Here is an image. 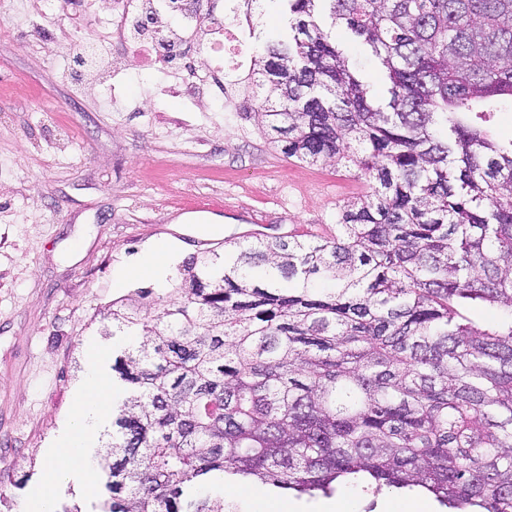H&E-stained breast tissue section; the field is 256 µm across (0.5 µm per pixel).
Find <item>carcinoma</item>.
Returning <instances> with one entry per match:
<instances>
[{"instance_id":"carcinoma-1","label":"carcinoma","mask_w":512,"mask_h":512,"mask_svg":"<svg viewBox=\"0 0 512 512\" xmlns=\"http://www.w3.org/2000/svg\"><path fill=\"white\" fill-rule=\"evenodd\" d=\"M288 37L251 87L288 158L335 160L371 194L336 230L185 258L169 299L101 312L140 333L100 455L97 512H224L217 478L299 494L384 488L512 512V0H282ZM369 47L380 105L323 16ZM496 309L482 326L466 311Z\"/></svg>"}]
</instances>
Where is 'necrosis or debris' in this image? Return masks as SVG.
Here are the masks:
<instances>
[{
    "label": "necrosis or debris",
    "instance_id": "4bbe7bcc",
    "mask_svg": "<svg viewBox=\"0 0 512 512\" xmlns=\"http://www.w3.org/2000/svg\"><path fill=\"white\" fill-rule=\"evenodd\" d=\"M85 11L81 0H37L29 34L41 49L63 52L84 44L79 29ZM109 35L113 45L142 56L148 67L172 75L186 107L200 98L238 88L248 66L246 48L251 15L239 0H112ZM202 42L213 57L208 69L175 66L177 49L187 42ZM122 69L121 56L101 55L77 65L68 79L78 87L111 86Z\"/></svg>",
    "mask_w": 512,
    "mask_h": 512
}]
</instances>
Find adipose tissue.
<instances>
[{"instance_id": "obj_1", "label": "adipose tissue", "mask_w": 512, "mask_h": 512, "mask_svg": "<svg viewBox=\"0 0 512 512\" xmlns=\"http://www.w3.org/2000/svg\"><path fill=\"white\" fill-rule=\"evenodd\" d=\"M174 247L158 242L148 248L139 261L116 270L113 285L126 287L138 279L164 281L174 258ZM88 364L68 425L51 452L48 471L28 499L24 512H56L54 489L67 479L73 470H80L87 485H94L97 470L91 457L90 443L106 417L116 390L115 384L105 380L98 362L107 352L104 344L91 340L87 343Z\"/></svg>"}]
</instances>
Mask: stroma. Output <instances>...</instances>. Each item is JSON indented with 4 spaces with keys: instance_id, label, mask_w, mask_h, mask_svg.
Listing matches in <instances>:
<instances>
[{
    "instance_id": "stroma-1",
    "label": "stroma",
    "mask_w": 512,
    "mask_h": 512,
    "mask_svg": "<svg viewBox=\"0 0 512 512\" xmlns=\"http://www.w3.org/2000/svg\"><path fill=\"white\" fill-rule=\"evenodd\" d=\"M10 12L0 42V512H21L26 488L45 474L83 379L88 340H101L96 308L118 298L115 268L150 243L181 256L288 232L330 233L339 205L367 193L365 180L332 161L285 157L247 94L184 111L165 93L172 79L125 57L124 111L106 88L62 78L63 57L33 50L24 22L31 0ZM332 37L376 98L387 88L368 48L345 26ZM355 512H399L410 493L339 492Z\"/></svg>"
}]
</instances>
